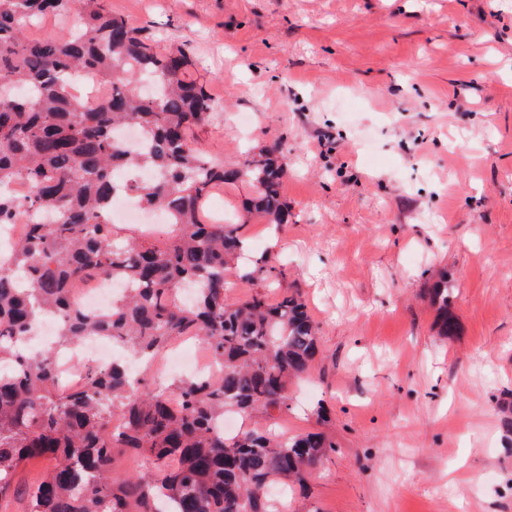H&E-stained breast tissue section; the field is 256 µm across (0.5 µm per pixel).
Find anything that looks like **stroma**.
<instances>
[{
  "label": "stroma",
  "mask_w": 512,
  "mask_h": 512,
  "mask_svg": "<svg viewBox=\"0 0 512 512\" xmlns=\"http://www.w3.org/2000/svg\"><path fill=\"white\" fill-rule=\"evenodd\" d=\"M187 47L201 151L277 147L281 226L254 219L318 327L279 433L336 450L313 512H512V0H106ZM447 275L461 334L429 290Z\"/></svg>",
  "instance_id": "35a3bbf8"
}]
</instances>
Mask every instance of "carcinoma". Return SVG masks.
I'll return each instance as SVG.
<instances>
[{"instance_id": "cac0c4a2", "label": "carcinoma", "mask_w": 512, "mask_h": 512, "mask_svg": "<svg viewBox=\"0 0 512 512\" xmlns=\"http://www.w3.org/2000/svg\"><path fill=\"white\" fill-rule=\"evenodd\" d=\"M80 15L67 37L30 29L41 18ZM182 47L160 51L105 0H0V225H27L24 240L0 261V502L15 495L17 469L49 457L54 465L26 491L25 512H281L268 482L303 484L336 444L318 432L288 438L260 427L229 436L224 412L272 418L289 410L288 383L306 375L318 352L317 328L296 293L276 301L255 293L225 298L227 274L281 284L265 255L239 266L241 224H214L203 209L213 190L247 181L244 204L267 224L289 221L281 189L286 170L272 146L243 165L204 155L192 136L213 100L204 81L186 78ZM112 82V96L84 106L75 72ZM134 126L147 147L129 154L115 139ZM147 169L134 186L140 204L159 209L170 227L161 238L108 222L116 172ZM25 185L19 197L10 187ZM110 277L127 288L104 312L77 307V280ZM435 325L445 339L459 324L443 277L431 289ZM46 313L58 318L55 345L91 336L126 343V362L90 365L79 386L60 383L54 353L25 347ZM179 337L202 338L218 372L158 384L147 376ZM175 392L181 405L169 404ZM146 454L149 467L113 473V449Z\"/></svg>"}]
</instances>
